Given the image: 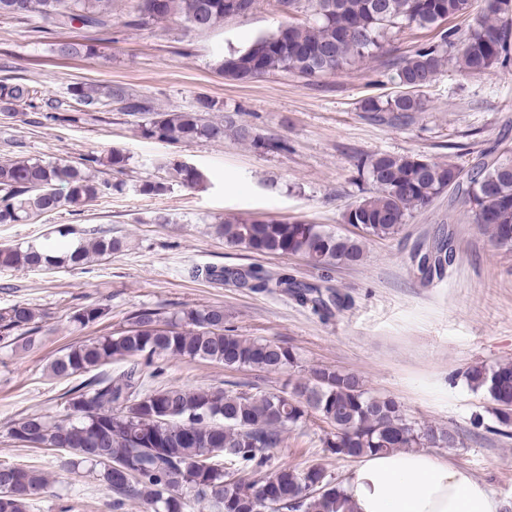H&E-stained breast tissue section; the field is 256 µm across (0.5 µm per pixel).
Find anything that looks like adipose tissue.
<instances>
[{
	"mask_svg": "<svg viewBox=\"0 0 512 512\" xmlns=\"http://www.w3.org/2000/svg\"><path fill=\"white\" fill-rule=\"evenodd\" d=\"M354 512H498L499 504L469 470L425 451L362 458L344 481Z\"/></svg>",
	"mask_w": 512,
	"mask_h": 512,
	"instance_id": "adipose-tissue-1",
	"label": "adipose tissue"
}]
</instances>
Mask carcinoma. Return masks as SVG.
<instances>
[{
	"label": "carcinoma",
	"mask_w": 512,
	"mask_h": 512,
	"mask_svg": "<svg viewBox=\"0 0 512 512\" xmlns=\"http://www.w3.org/2000/svg\"><path fill=\"white\" fill-rule=\"evenodd\" d=\"M234 0H133L127 24L147 26L176 21L194 31H208L233 16ZM109 0H0V15L35 22L96 28L109 33ZM313 23L282 25L256 38L241 51L220 55L216 69L229 81L245 82L275 72L301 76L332 74L361 59L379 56L381 33L388 28H425L439 21L465 18L466 32L452 26L439 41L420 44L404 56L388 60L401 91L386 99L368 98L361 109L376 119L400 121L425 109L421 92L445 61L453 59L470 75L504 67L512 59V0H308ZM62 55H90L95 47L72 40L58 44ZM68 93L86 112L118 105L129 115H146L140 135L147 140L187 144L224 138V127L264 151H286L288 143L261 138L233 116L225 123L209 121L215 102L200 98L190 110L157 111L150 99L121 85L77 82ZM1 112H32L46 121L72 123L62 103L22 78L0 81ZM130 155L114 149L102 158L94 153L76 166L67 160L16 157L0 162V224H22L50 215L65 205H81L126 184L99 182L91 170L109 166L122 174ZM160 167L171 181L189 189L202 187L207 176L198 168L166 157ZM371 184L370 195L344 215L360 228L343 236L322 224L302 220L226 217L214 225L216 235L247 252L299 256L313 267L358 264L365 242L397 235L416 211L428 207L448 187L460 192L473 222L500 248L512 250V156L485 155L465 170L452 161L416 155L381 153L359 162ZM125 242L107 232L59 251L53 243L26 248H0V267L54 271L75 270L91 256H110ZM454 260L447 240L439 239L420 255L424 278L443 274ZM194 278H219L237 288L289 294L316 313L328 308L320 287L285 275L252 268L194 267ZM107 308L76 309L70 321L87 326L105 319ZM40 326L36 312L19 302L0 309V337L34 344ZM216 361L226 367L287 370L297 365L294 348L248 338L226 324L224 308L210 306L169 312L144 307L128 318V326L105 336L73 344L50 363L53 376L84 379L68 391L64 418L51 422L39 414L15 421L10 438L23 448L66 452L73 469L86 468L112 493V507L135 500L146 512H190L191 503L208 501L215 512H352L341 484L320 464L303 469L277 468L260 479L243 476L270 466L272 450L288 429L314 415L331 431L323 439L328 453L341 459L409 448H452L451 429L410 423L401 405L369 393L361 376L328 366L313 367L289 390L170 386L146 387L143 367L160 357ZM129 361L112 376L101 368ZM470 387L482 390L497 420L512 426V363L466 373ZM47 484L39 468L0 465V512H27L28 504Z\"/></svg>",
	"instance_id": "cac0c4a2"
}]
</instances>
